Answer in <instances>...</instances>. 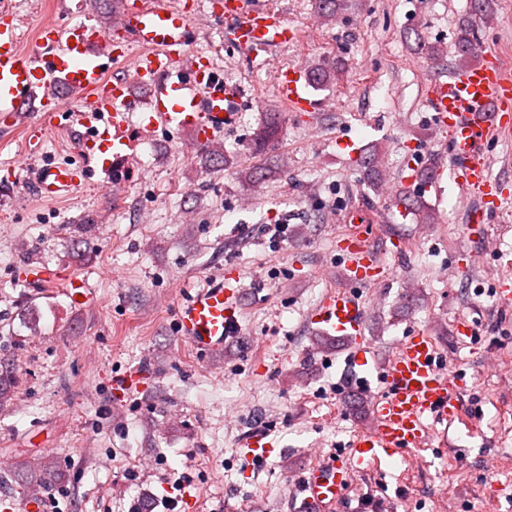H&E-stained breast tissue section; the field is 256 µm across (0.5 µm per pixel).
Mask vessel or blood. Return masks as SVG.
Segmentation results:
<instances>
[{
    "label": "vessel or blood",
    "mask_w": 512,
    "mask_h": 512,
    "mask_svg": "<svg viewBox=\"0 0 512 512\" xmlns=\"http://www.w3.org/2000/svg\"><path fill=\"white\" fill-rule=\"evenodd\" d=\"M202 9L197 0H133L124 17L126 35L117 41L100 27L40 25L33 48H24L15 11L0 6V133L24 130L37 144L46 127L55 125L65 105L62 92L90 101L87 111L72 113L84 127L80 157L72 163L46 164L31 181L41 199L54 201L77 187L91 171L111 170L115 182L132 174L135 157L133 125L142 119L145 131L163 128L187 133L196 147L216 142L236 126L242 92L224 79L214 64L192 49L195 21ZM211 18L222 21L228 41L253 61L265 64L281 47L296 39L282 12L263 0H214ZM126 64L134 81L114 80L111 65ZM146 88L147 99L132 93ZM307 70L290 67L276 86L294 110L308 102ZM431 125L439 131L448 168H434L430 179L411 175L407 192L419 196L438 188L449 176L464 194L478 200L469 222L488 224L505 207L492 186L485 147L492 138L512 131V71L488 52L453 77L432 83L424 102ZM348 286L327 292L309 321L328 336L360 338L366 307L359 291L371 286L372 271L383 264L365 227H350L336 241ZM233 273L195 291L178 312V329L195 353L223 350L240 330L238 290ZM384 389L372 393L363 378L354 384L370 396V425L357 433L349 448L355 460L324 454L302 475L301 491L310 512H334L346 498L358 467L378 462L381 455L412 457L429 438V422L448 423L459 415L465 384L440 363L428 331L415 328L397 346L380 373Z\"/></svg>",
    "instance_id": "vessel-or-blood-1"
}]
</instances>
